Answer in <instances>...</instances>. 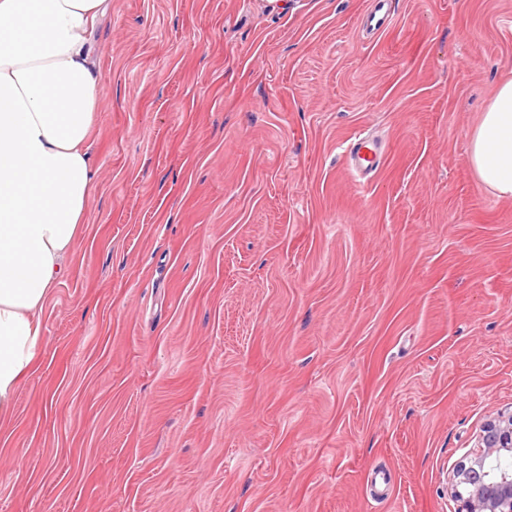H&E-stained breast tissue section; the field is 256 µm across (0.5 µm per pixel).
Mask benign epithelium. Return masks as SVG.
<instances>
[{"instance_id": "benign-epithelium-1", "label": "benign epithelium", "mask_w": 512, "mask_h": 512, "mask_svg": "<svg viewBox=\"0 0 512 512\" xmlns=\"http://www.w3.org/2000/svg\"><path fill=\"white\" fill-rule=\"evenodd\" d=\"M503 458H512V413L487 421L477 451L459 462L452 478L459 512H512V468L491 469Z\"/></svg>"}]
</instances>
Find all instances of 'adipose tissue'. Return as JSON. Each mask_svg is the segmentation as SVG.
I'll list each match as a JSON object with an SVG mask.
<instances>
[{
  "mask_svg": "<svg viewBox=\"0 0 512 512\" xmlns=\"http://www.w3.org/2000/svg\"><path fill=\"white\" fill-rule=\"evenodd\" d=\"M105 0H0V414L37 367L38 317L67 273L94 189L88 141ZM481 184L512 196V80L470 135Z\"/></svg>",
  "mask_w": 512,
  "mask_h": 512,
  "instance_id": "adipose-tissue-1",
  "label": "adipose tissue"
}]
</instances>
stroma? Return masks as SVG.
Instances as JSON below:
<instances>
[{"label": "stroma", "mask_w": 512, "mask_h": 512, "mask_svg": "<svg viewBox=\"0 0 512 512\" xmlns=\"http://www.w3.org/2000/svg\"><path fill=\"white\" fill-rule=\"evenodd\" d=\"M107 0L87 224L0 512H459L512 412V0ZM368 130L378 167L348 150ZM468 161L485 188L512 196V80L498 86L471 133Z\"/></svg>", "instance_id": "1"}]
</instances>
